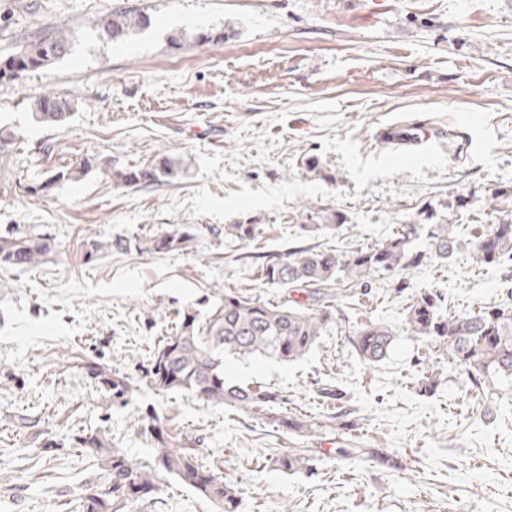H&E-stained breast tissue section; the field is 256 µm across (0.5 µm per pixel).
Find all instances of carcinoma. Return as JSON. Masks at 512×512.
Masks as SVG:
<instances>
[{
  "label": "carcinoma",
  "mask_w": 512,
  "mask_h": 512,
  "mask_svg": "<svg viewBox=\"0 0 512 512\" xmlns=\"http://www.w3.org/2000/svg\"><path fill=\"white\" fill-rule=\"evenodd\" d=\"M150 15L140 9H120L96 23L102 36L122 43L139 30L149 28ZM71 34L59 28H47L28 40L19 50L0 56V82L10 81L25 72L54 64L70 52ZM74 104L59 95L47 93L34 102L40 122L65 125ZM182 174L179 163L165 155L138 169L115 170L116 183L122 185L170 183ZM342 226L336 212L323 216L309 210L306 223L299 228L308 234ZM257 225H224V237L240 242L255 238ZM411 228L401 227L376 245L347 252L334 249L292 250L269 259L260 266L261 281L270 288L304 291L310 302L290 296L267 301L257 295L224 291V300L214 304L204 318L185 313L173 336L158 345L145 383L160 394L189 391L199 399L233 407L246 413L260 412L272 426L295 433L313 430L314 424L285 419L277 412L283 397L260 385L231 384L224 376V356L247 359L268 357L293 361L307 354L320 336L336 322L333 286L338 281L363 285L374 277L419 266L422 256H410ZM195 235L184 229L146 238L114 239L105 244L92 243L91 257L103 250L169 253L193 247ZM456 244L453 226L431 224L428 229L427 255L447 262ZM55 249L52 239L9 232L0 236V265L29 267L42 263ZM402 258V264L392 261ZM473 260L480 265H500L512 261V219L494 224L475 244ZM442 295L431 288H418L407 305L405 328L410 335L435 344L451 361L454 369L466 376L473 387L494 394L512 395V295L475 312L448 315ZM396 338L384 323L368 322L352 331L351 345L366 363L386 358ZM102 389L112 393V403H129L139 391L127 377L111 376L87 366ZM140 429L150 433L156 448L152 464H142L114 448L97 433L78 437V444L91 450L102 470L110 477L111 488L83 504L84 512H120L127 501L144 499L155 489L157 473L172 474L183 485L216 503L222 512H237L239 491L211 470L199 464L188 450L167 446L156 419H141ZM310 458L289 450L270 459L278 470L297 472L309 468Z\"/></svg>",
  "instance_id": "1"
}]
</instances>
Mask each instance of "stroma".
<instances>
[{"instance_id": "stroma-1", "label": "stroma", "mask_w": 512, "mask_h": 512, "mask_svg": "<svg viewBox=\"0 0 512 512\" xmlns=\"http://www.w3.org/2000/svg\"><path fill=\"white\" fill-rule=\"evenodd\" d=\"M28 2L0 0L13 16L0 25V54L52 26L71 32L72 48L0 82V128L15 136L0 165V229L55 242L44 263L0 267V512H82L108 480L78 437L98 433L151 461L154 440L139 429L149 413L169 447L192 449L241 489L238 512H512V401L486 397L433 345L404 334L411 293L397 289L405 279L442 291L452 313L512 290V263L472 258L478 226L512 214V0H36L34 11ZM126 7L145 8L151 26L102 40L96 22ZM212 27L228 39L196 43ZM47 91L74 105L65 128L33 112ZM411 124L445 137L397 156L380 131ZM454 130L470 139L467 152L456 153ZM161 153L186 175L113 182V169ZM87 156L101 167L40 191L44 171ZM308 208L345 223L301 232ZM430 218L454 226L447 263L341 286L335 325L302 360L226 359L230 380L276 388L283 416L317 429L299 435L187 391L144 386L116 404L86 370L142 379L182 310L206 315L229 289L280 297L260 283L256 255L354 250ZM244 220L258 226L254 241H226L225 225ZM185 227L196 236L188 251L86 255L92 241ZM370 321L398 332L374 364L349 336ZM433 372L436 391L422 393ZM340 409L342 436L324 426ZM292 448L308 451L309 469L271 466ZM122 512L218 509L162 472L153 495Z\"/></svg>"}]
</instances>
